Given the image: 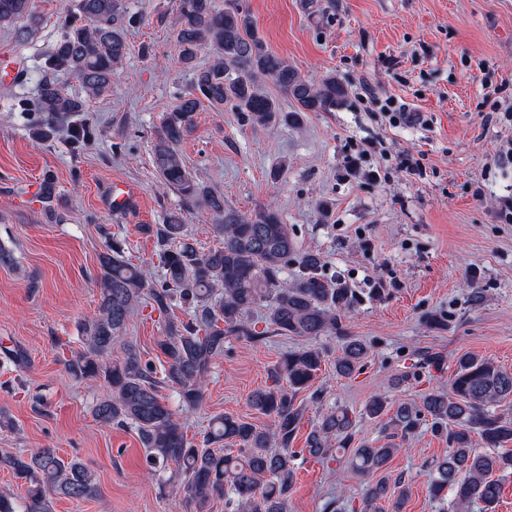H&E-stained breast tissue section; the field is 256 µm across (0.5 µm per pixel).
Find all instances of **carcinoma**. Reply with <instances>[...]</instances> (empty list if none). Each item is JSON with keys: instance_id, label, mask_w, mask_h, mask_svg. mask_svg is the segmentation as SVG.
Wrapping results in <instances>:
<instances>
[{"instance_id": "carcinoma-1", "label": "carcinoma", "mask_w": 512, "mask_h": 512, "mask_svg": "<svg viewBox=\"0 0 512 512\" xmlns=\"http://www.w3.org/2000/svg\"><path fill=\"white\" fill-rule=\"evenodd\" d=\"M177 14L180 60L192 78L157 127L152 160L181 208L162 224L142 226L156 241L161 279L152 280L133 263L120 239H107L96 275L97 309L81 321L82 347L64 367L76 378L103 381L107 393L94 407L95 420L107 427L134 426L152 461L165 469L174 466L167 482L184 495L191 512H212L220 497L231 512H287L295 476L293 443L305 412L295 396L312 384L324 361L323 350L311 341L332 334L343 339L335 361L336 373L343 377L351 376L369 353L343 325L356 295L323 273L318 254L297 251L288 225L273 207L261 206L250 214L225 207L224 197L190 172L181 144L204 104L240 112L257 125L288 123L301 112L336 111L345 105L347 90L333 75L317 82L303 77L269 50L241 0H224L222 8L216 0H178ZM137 20L124 0H76L61 23V37L39 66L37 100L18 101L33 139L47 141L64 130L75 151L96 139V128L74 116L86 111V100L110 90L127 53L126 29ZM35 22L34 0H0V28L13 29L17 41L32 36ZM202 48L209 50L211 62L199 67L196 53ZM63 76L76 77L85 97L69 94ZM268 81L293 100V111H282L265 92ZM200 207L215 217L218 243L207 251L197 247L186 229L187 215ZM290 266L295 267L291 275ZM145 298L167 317L165 336L156 343L164 357L160 381L125 336L127 322ZM262 305L268 315L260 329L252 313ZM176 308L185 317L174 316ZM274 333L304 344L279 357L270 374L272 385L249 396L250 408L270 425L224 414L212 421L202 442L189 438L177 412L158 395V384L174 389L183 408L194 409L203 399L212 364L224 356L225 342L234 338L258 344ZM118 346L124 357L114 362L112 350ZM508 400L512 402V371L471 354L458 357L446 391L431 389L417 403L373 396L365 416L388 417L383 443H363L347 461L354 474L370 479L363 512H376L377 501L388 490L385 466L425 422L448 438L446 454L431 462L430 498L441 502L452 495L454 512H468L475 502L483 504L484 512H495L499 473L512 470V415L498 411ZM358 425L348 410L331 407L319 414L302 451L336 461ZM475 434L486 451L475 448ZM0 469L25 485V512H49L54 496L84 501L98 494L95 474L53 448L29 456L1 454Z\"/></svg>"}]
</instances>
